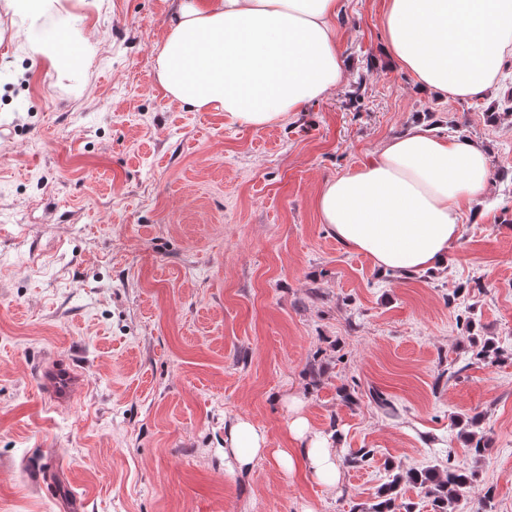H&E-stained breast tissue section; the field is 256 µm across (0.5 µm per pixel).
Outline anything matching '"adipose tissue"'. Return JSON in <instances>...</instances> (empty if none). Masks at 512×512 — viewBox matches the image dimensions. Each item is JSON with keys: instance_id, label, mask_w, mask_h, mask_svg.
Wrapping results in <instances>:
<instances>
[{"instance_id": "adipose-tissue-1", "label": "adipose tissue", "mask_w": 512, "mask_h": 512, "mask_svg": "<svg viewBox=\"0 0 512 512\" xmlns=\"http://www.w3.org/2000/svg\"><path fill=\"white\" fill-rule=\"evenodd\" d=\"M338 0H179L157 47V81L165 95L198 112H218L262 128L287 121L330 96L346 78L334 18ZM26 23L31 52L57 68L64 42L43 27L63 0H6ZM385 52L420 91L466 100L493 87L512 53V0H387L381 18ZM490 181L484 149L444 139L415 124L387 139L360 166L326 179L317 196L322 224L382 272L440 268L461 234L463 204ZM290 448H271L250 420L227 433L225 455L239 470L272 458L288 471L317 477L327 493L343 470L328 436L295 414Z\"/></svg>"}]
</instances>
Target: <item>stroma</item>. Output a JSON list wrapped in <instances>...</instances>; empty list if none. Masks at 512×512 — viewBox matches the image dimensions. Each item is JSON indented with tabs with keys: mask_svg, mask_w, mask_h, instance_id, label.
Returning <instances> with one entry per match:
<instances>
[{
	"mask_svg": "<svg viewBox=\"0 0 512 512\" xmlns=\"http://www.w3.org/2000/svg\"><path fill=\"white\" fill-rule=\"evenodd\" d=\"M384 0H339L347 79L253 128L165 97L156 47L174 0H69L79 80L49 71L0 9V512H356L402 470L473 468L456 512L492 491L512 512V56L465 101L418 91L384 52ZM482 143L491 183L447 264L379 273L321 223L314 197L413 124ZM499 361L473 354L484 341ZM81 377L70 405L34 374ZM389 400L382 409L370 390ZM340 455L337 494L272 462L229 472L224 426L288 447L286 395ZM477 416L480 459L459 439ZM39 384L51 401L68 404L75 391L79 378L70 364L52 360L42 364L37 370Z\"/></svg>",
	"mask_w": 512,
	"mask_h": 512,
	"instance_id": "stroma-1",
	"label": "stroma"
}]
</instances>
